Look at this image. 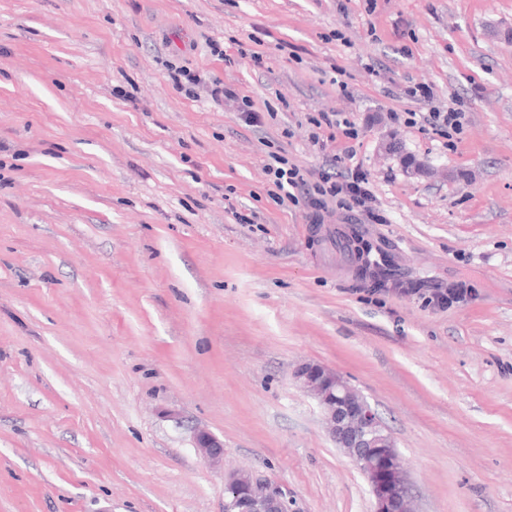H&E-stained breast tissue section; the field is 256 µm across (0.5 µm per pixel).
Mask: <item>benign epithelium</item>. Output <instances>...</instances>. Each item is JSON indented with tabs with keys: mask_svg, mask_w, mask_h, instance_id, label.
<instances>
[{
	"mask_svg": "<svg viewBox=\"0 0 512 512\" xmlns=\"http://www.w3.org/2000/svg\"><path fill=\"white\" fill-rule=\"evenodd\" d=\"M298 386L320 407L326 432L336 447L365 474L375 512H415L408 476L399 463L392 435H378L383 422L367 400L334 370L314 363L300 364L294 373ZM195 448L206 461L224 458V441L205 429L194 435ZM226 491L235 512H288L278 488L261 480L233 476Z\"/></svg>",
	"mask_w": 512,
	"mask_h": 512,
	"instance_id": "7a95c632",
	"label": "benign epithelium"
}]
</instances>
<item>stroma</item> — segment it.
Segmentation results:
<instances>
[{
  "instance_id": "35a3bbf8",
  "label": "stroma",
  "mask_w": 512,
  "mask_h": 512,
  "mask_svg": "<svg viewBox=\"0 0 512 512\" xmlns=\"http://www.w3.org/2000/svg\"><path fill=\"white\" fill-rule=\"evenodd\" d=\"M410 83L463 132L393 121L429 110L389 96ZM320 112L354 122L328 151L385 223L273 198L270 152L322 168ZM305 362L378 413L417 512H512V0H0V512H224L238 473L291 512H374ZM167 70L173 86L180 91L185 89L186 85L196 88L204 83L202 76L198 72L192 71L187 67L169 64ZM185 91L189 97H194L195 91L193 89H185ZM195 448L206 461L216 464L224 458V441L205 429H199L194 435Z\"/></svg>"
}]
</instances>
